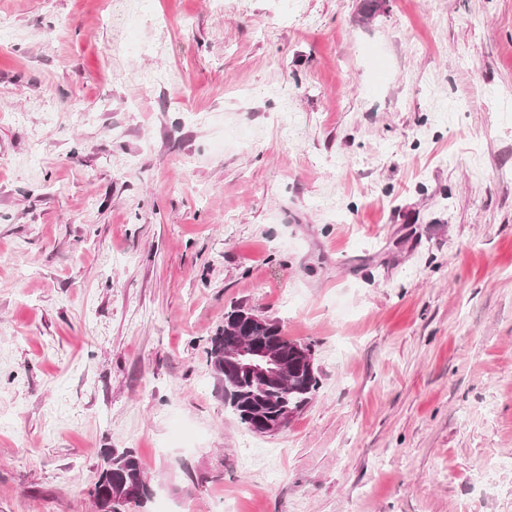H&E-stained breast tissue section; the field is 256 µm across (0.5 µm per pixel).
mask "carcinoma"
Instances as JSON below:
<instances>
[{
  "instance_id": "obj_1",
  "label": "carcinoma",
  "mask_w": 512,
  "mask_h": 512,
  "mask_svg": "<svg viewBox=\"0 0 512 512\" xmlns=\"http://www.w3.org/2000/svg\"><path fill=\"white\" fill-rule=\"evenodd\" d=\"M273 345L288 356V377L279 383L264 384L247 376L224 371V354L242 340ZM206 362L222 393L224 405L247 429L285 410L301 411L320 387L317 368L296 362L297 347L304 343L284 336L280 326L253 311L235 307L224 315V327L209 337ZM154 490L131 448H106L102 454L97 480L90 496L97 512H117L130 503L145 505Z\"/></svg>"
}]
</instances>
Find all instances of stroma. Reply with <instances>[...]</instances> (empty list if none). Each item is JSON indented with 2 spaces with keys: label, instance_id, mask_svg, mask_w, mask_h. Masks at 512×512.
<instances>
[{
  "label": "stroma",
  "instance_id": "obj_1",
  "mask_svg": "<svg viewBox=\"0 0 512 512\" xmlns=\"http://www.w3.org/2000/svg\"><path fill=\"white\" fill-rule=\"evenodd\" d=\"M135 2L0 0V512H512V0ZM235 306L314 346L271 436ZM243 322L244 326L238 332H227V327L233 328ZM243 339L280 349L288 356V377L279 383L264 384L244 375L224 371V354L237 348ZM248 342L232 353L233 363L239 370L249 373L257 380L270 381L278 378L285 366L281 357L266 347L249 345ZM208 343L206 362L217 381L224 405L252 433L260 434L252 427L263 419L288 410V414L261 429L266 435L278 433L295 415L289 410L300 412L320 387L319 374L313 366L314 354L303 347L311 350L313 344L288 339L276 322L249 309L234 307L228 311L224 315V326L218 328L214 336L209 337ZM296 347H303L300 351L313 368L296 362L293 357ZM102 457L97 480L90 491L98 512H117L119 507L130 503L143 506L153 498V486L133 449L106 448Z\"/></svg>",
  "mask_w": 512,
  "mask_h": 512
}]
</instances>
